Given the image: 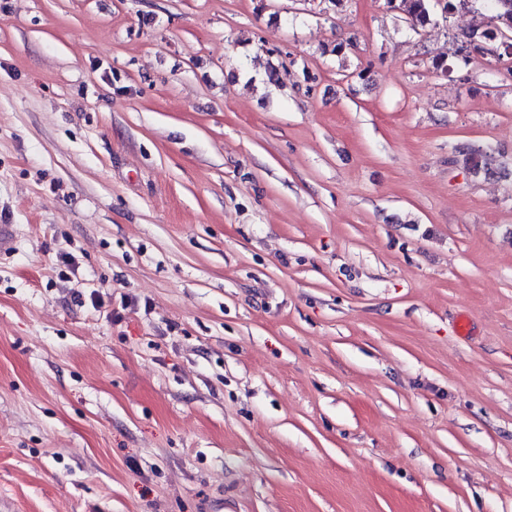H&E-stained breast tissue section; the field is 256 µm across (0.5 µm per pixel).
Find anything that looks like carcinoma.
I'll return each mask as SVG.
<instances>
[{
	"label": "carcinoma",
	"mask_w": 512,
	"mask_h": 512,
	"mask_svg": "<svg viewBox=\"0 0 512 512\" xmlns=\"http://www.w3.org/2000/svg\"><path fill=\"white\" fill-rule=\"evenodd\" d=\"M500 0H387L390 8L403 13L406 22L417 31L430 25L433 21L436 5H441V11L449 14L459 11H471L476 6L490 7L488 28L480 35V39L473 41V51L479 53L483 44L489 39H503L512 37V6L501 8ZM465 163L468 167L477 169L480 165H489L490 158L480 148L470 147L465 152Z\"/></svg>",
	"instance_id": "obj_1"
}]
</instances>
